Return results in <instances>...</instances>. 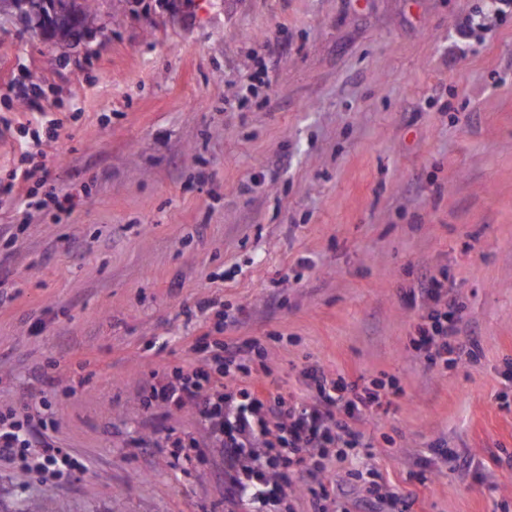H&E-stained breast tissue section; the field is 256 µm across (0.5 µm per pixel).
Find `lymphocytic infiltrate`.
Segmentation results:
<instances>
[{"instance_id": "lymphocytic-infiltrate-1", "label": "lymphocytic infiltrate", "mask_w": 512, "mask_h": 512, "mask_svg": "<svg viewBox=\"0 0 512 512\" xmlns=\"http://www.w3.org/2000/svg\"><path fill=\"white\" fill-rule=\"evenodd\" d=\"M413 293L427 308L413 347L431 363L447 362L455 351L460 305L444 278L435 275H422ZM262 351L256 339L223 343L190 373L153 384L150 400L165 408L191 404L198 409L232 471L226 495L237 503L273 510L301 475L323 471L332 452L362 477L364 435L355 423L381 407L378 391L348 388L343 375L315 366L307 372L315 387L311 400L272 394L263 383L268 365L254 362ZM21 411L20 423L0 417V458H13L21 448L29 471L64 474L73 461L45 439L39 405L26 404Z\"/></svg>"}]
</instances>
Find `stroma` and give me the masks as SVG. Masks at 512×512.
I'll use <instances>...</instances> for the list:
<instances>
[{"label":"stroma","mask_w":512,"mask_h":512,"mask_svg":"<svg viewBox=\"0 0 512 512\" xmlns=\"http://www.w3.org/2000/svg\"><path fill=\"white\" fill-rule=\"evenodd\" d=\"M96 8L77 43L0 15V413L41 402L80 463L1 460L0 512H242L197 409L147 397L254 338L275 394L396 382L358 427L400 512H512V0ZM425 272L461 306L445 368L412 345Z\"/></svg>","instance_id":"stroma-1"}]
</instances>
